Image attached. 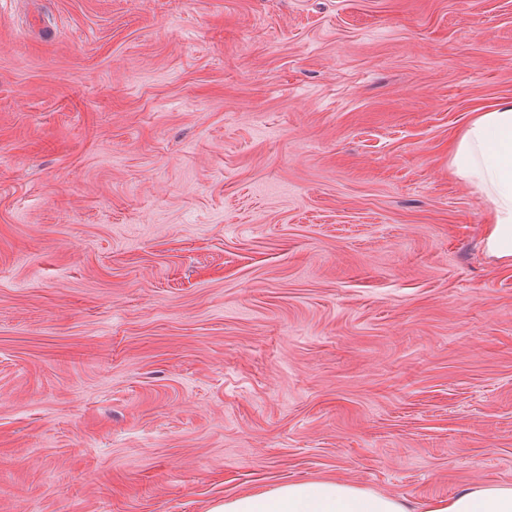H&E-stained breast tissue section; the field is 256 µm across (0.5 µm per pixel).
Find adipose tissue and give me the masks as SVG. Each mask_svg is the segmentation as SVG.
Wrapping results in <instances>:
<instances>
[{
    "instance_id": "obj_1",
    "label": "adipose tissue",
    "mask_w": 512,
    "mask_h": 512,
    "mask_svg": "<svg viewBox=\"0 0 512 512\" xmlns=\"http://www.w3.org/2000/svg\"><path fill=\"white\" fill-rule=\"evenodd\" d=\"M455 174L483 197L487 252L512 265V102L476 114L450 149ZM210 512H408L403 499L342 481L291 482L225 498ZM425 512H512V487L477 485Z\"/></svg>"
}]
</instances>
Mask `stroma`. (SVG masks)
<instances>
[{"label": "stroma", "instance_id": "stroma-1", "mask_svg": "<svg viewBox=\"0 0 512 512\" xmlns=\"http://www.w3.org/2000/svg\"><path fill=\"white\" fill-rule=\"evenodd\" d=\"M511 100L512 0H0V512L512 486ZM455 174L483 197L487 252L512 265V102L478 112L450 149Z\"/></svg>", "mask_w": 512, "mask_h": 512}]
</instances>
